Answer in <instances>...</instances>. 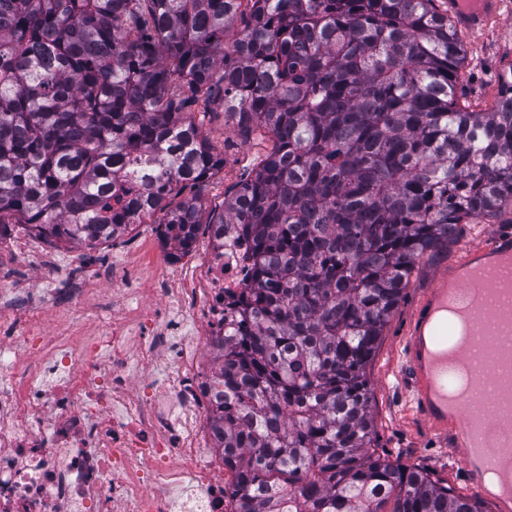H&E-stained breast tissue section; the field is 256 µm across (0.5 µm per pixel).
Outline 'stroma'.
I'll use <instances>...</instances> for the list:
<instances>
[{
    "mask_svg": "<svg viewBox=\"0 0 512 512\" xmlns=\"http://www.w3.org/2000/svg\"><path fill=\"white\" fill-rule=\"evenodd\" d=\"M506 2L504 14L492 21L484 34L474 36L465 32L461 35L467 51L462 99L478 110L490 107L499 99L503 78L512 71V0ZM191 111L214 153L225 160L224 167L208 181L185 189L183 193L184 198H197L203 215L208 216L223 211L227 191L258 167L273 141L269 134L260 130L252 133L249 140H242L220 106H212L204 113L195 105ZM163 219L160 213L146 219L134 231L118 237L115 244L106 243L95 248V256L108 260L118 251L128 262L137 265L146 257H159L164 249L159 228ZM511 223L512 201L508 200L494 215L459 225L447 246L427 252L417 260L403 297L390 316L367 368L376 455L407 468L422 470L431 479L469 497L474 491L466 481L457 448L431 431L412 408L401 379V352L417 303L435 278L447 271L466 247L481 243L494 227ZM14 234L25 242L27 250L19 256L9 248L0 250V275L29 295L39 288L45 273L53 272L54 259L86 250L82 244L47 242L19 226L15 227ZM64 277L65 286L83 289V303L70 315L53 304L43 305L40 314L46 334L64 333L77 339L97 335L102 319L112 312L111 288L103 281L86 279L79 266L66 269Z\"/></svg>",
    "mask_w": 512,
    "mask_h": 512,
    "instance_id": "stroma-1",
    "label": "stroma"
}]
</instances>
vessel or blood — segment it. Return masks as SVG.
<instances>
[{"instance_id":"obj_1","label":"vessel or blood","mask_w":512,"mask_h":512,"mask_svg":"<svg viewBox=\"0 0 512 512\" xmlns=\"http://www.w3.org/2000/svg\"><path fill=\"white\" fill-rule=\"evenodd\" d=\"M448 14L459 28L479 34L497 18L502 0H477L468 9L464 0H447ZM444 277H437L417 305L408 338L402 350V366L412 401L420 417L439 434H452L459 441V453L469 484L482 491L480 465L499 469L512 477V301L498 306H481L473 316L477 332L471 344L458 350L462 362H470L475 348L505 349L501 365L480 364L473 369L477 387L496 388L492 409H480L478 397L458 405V422L449 425L448 366L437 356L446 352L451 329L438 320L435 309L446 298Z\"/></svg>"}]
</instances>
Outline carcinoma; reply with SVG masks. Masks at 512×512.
I'll return each instance as SVG.
<instances>
[{"instance_id": "obj_1", "label": "carcinoma", "mask_w": 512, "mask_h": 512, "mask_svg": "<svg viewBox=\"0 0 512 512\" xmlns=\"http://www.w3.org/2000/svg\"><path fill=\"white\" fill-rule=\"evenodd\" d=\"M436 0H0V228L90 248L164 214L250 243L213 350L233 512H485L370 452L366 367L417 259L512 198V72L460 103ZM220 102L271 151L202 221Z\"/></svg>"}]
</instances>
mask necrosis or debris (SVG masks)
<instances>
[{"label":"necrosis or debris","mask_w":512,"mask_h":512,"mask_svg":"<svg viewBox=\"0 0 512 512\" xmlns=\"http://www.w3.org/2000/svg\"><path fill=\"white\" fill-rule=\"evenodd\" d=\"M91 272L115 297L98 336L75 346L31 318L21 376V348L0 344V512H232L203 356L254 285L247 241L225 230L195 266L170 253L155 303L120 260ZM161 353L163 386L138 379Z\"/></svg>","instance_id":"necrosis-or-debris-1"}]
</instances>
